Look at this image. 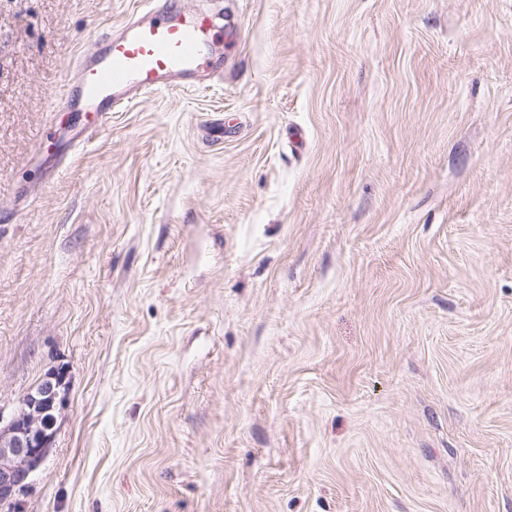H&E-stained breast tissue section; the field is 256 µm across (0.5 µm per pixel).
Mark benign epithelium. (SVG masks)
<instances>
[{"mask_svg": "<svg viewBox=\"0 0 512 512\" xmlns=\"http://www.w3.org/2000/svg\"><path fill=\"white\" fill-rule=\"evenodd\" d=\"M64 388V371H52L25 394L9 418L0 413V500H10L43 462L55 437Z\"/></svg>", "mask_w": 512, "mask_h": 512, "instance_id": "1", "label": "benign epithelium"}]
</instances>
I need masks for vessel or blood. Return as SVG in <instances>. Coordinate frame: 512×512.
<instances>
[{
    "instance_id": "obj_1",
    "label": "vessel or blood",
    "mask_w": 512,
    "mask_h": 512,
    "mask_svg": "<svg viewBox=\"0 0 512 512\" xmlns=\"http://www.w3.org/2000/svg\"><path fill=\"white\" fill-rule=\"evenodd\" d=\"M213 25L207 14L165 0L129 20L120 33L104 39L92 57H79L66 84L62 104L80 95L90 113V132L99 131L123 101L146 91L190 86L193 77L212 67Z\"/></svg>"
}]
</instances>
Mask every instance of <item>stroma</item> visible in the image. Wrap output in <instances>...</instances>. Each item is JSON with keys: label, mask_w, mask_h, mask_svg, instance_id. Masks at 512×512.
Returning <instances> with one entry per match:
<instances>
[{"label": "stroma", "mask_w": 512, "mask_h": 512, "mask_svg": "<svg viewBox=\"0 0 512 512\" xmlns=\"http://www.w3.org/2000/svg\"><path fill=\"white\" fill-rule=\"evenodd\" d=\"M143 0H0L13 512H512V0H181L235 32L88 135ZM64 388V371H52L25 394L7 420L0 410V500H10L43 462L55 437Z\"/></svg>", "instance_id": "1"}]
</instances>
